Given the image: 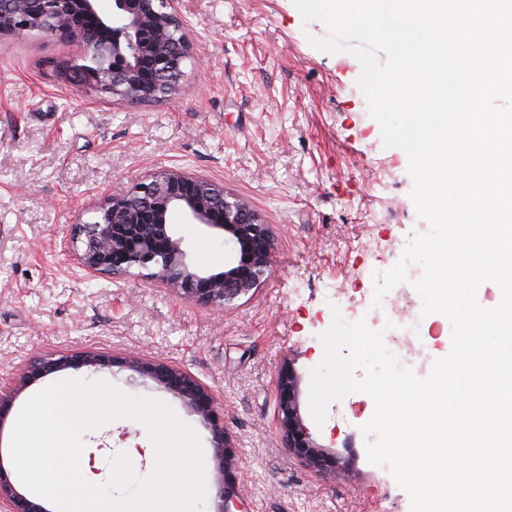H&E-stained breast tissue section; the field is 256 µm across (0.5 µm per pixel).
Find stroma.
Wrapping results in <instances>:
<instances>
[{
  "label": "stroma",
  "instance_id": "obj_1",
  "mask_svg": "<svg viewBox=\"0 0 512 512\" xmlns=\"http://www.w3.org/2000/svg\"><path fill=\"white\" fill-rule=\"evenodd\" d=\"M194 56L176 94L143 105L72 83L75 45L34 34L0 45V457L8 456L26 401L62 380L124 388L122 375L71 367L27 386L37 359L95 351L180 366L212 392L236 453L240 512H410V498L366 459L360 431L372 399L353 392L331 404L323 426L335 470L317 471L283 448L276 429L275 372L291 359L307 395L333 309L371 300L372 275L390 269L425 232L411 200L408 157L384 147L357 85L351 54L313 47L327 27L303 22L293 0H178ZM178 168L246 198L275 238L259 286L221 309L178 299L138 276L88 279L67 256L73 225L103 196ZM171 221L192 257L220 271L231 246L221 231ZM393 313H418L410 356L433 364L451 349V325L422 315L410 284L389 294ZM99 482L109 461L139 453L149 476L145 427L118 418L82 436Z\"/></svg>",
  "mask_w": 512,
  "mask_h": 512
}]
</instances>
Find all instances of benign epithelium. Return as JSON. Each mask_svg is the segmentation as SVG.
Returning <instances> with one entry per match:
<instances>
[{"label": "benign epithelium", "instance_id": "obj_1", "mask_svg": "<svg viewBox=\"0 0 512 512\" xmlns=\"http://www.w3.org/2000/svg\"><path fill=\"white\" fill-rule=\"evenodd\" d=\"M178 0H112L104 13L99 0H0V39L22 40L33 33L56 37L79 47L68 66L69 78L101 94L131 103H151L174 94L192 58ZM92 211L96 224H77L66 241L70 256L88 278H112L131 271L149 284L167 288L178 298L203 307L222 308L257 287L271 267L275 243L250 203L180 170L161 169L127 195L106 196ZM185 223L221 231L233 242L235 257L224 270L199 265L171 229L170 216ZM72 366L96 372L117 368L132 387L150 381L176 399L209 434L219 474L215 512H234L226 479L233 455L224 414L213 394L196 377L173 364L144 359L106 357L94 352L40 359L20 377L21 385ZM276 427L282 447L311 467H334L336 457L312 439L303 422L299 376L285 359L276 373ZM0 512H44L21 494L0 464Z\"/></svg>", "mask_w": 512, "mask_h": 512}]
</instances>
